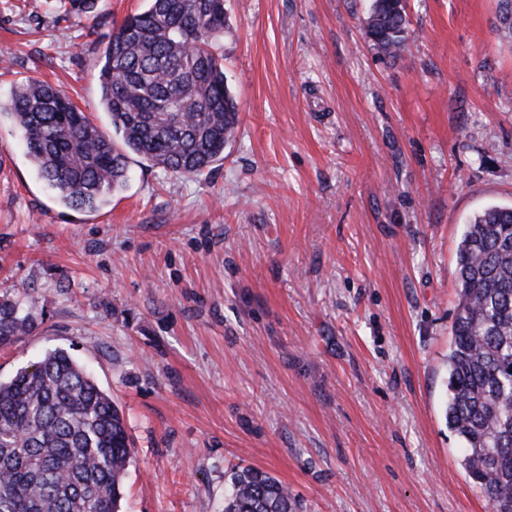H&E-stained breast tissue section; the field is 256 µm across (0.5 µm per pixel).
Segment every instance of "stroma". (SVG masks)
I'll return each mask as SVG.
<instances>
[{
	"label": "stroma",
	"mask_w": 512,
	"mask_h": 512,
	"mask_svg": "<svg viewBox=\"0 0 512 512\" xmlns=\"http://www.w3.org/2000/svg\"><path fill=\"white\" fill-rule=\"evenodd\" d=\"M369 5L225 0L223 161L133 158L95 213L56 199L0 115V293L40 322L0 378L56 348L91 371L134 446L121 512H223L237 465L306 512H490L444 401L463 226L512 204V43L498 0H405L389 57ZM145 7L0 0V100L38 79L111 132L99 58Z\"/></svg>",
	"instance_id": "obj_1"
}]
</instances>
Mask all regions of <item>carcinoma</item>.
<instances>
[{
	"instance_id": "carcinoma-1",
	"label": "carcinoma",
	"mask_w": 512,
	"mask_h": 512,
	"mask_svg": "<svg viewBox=\"0 0 512 512\" xmlns=\"http://www.w3.org/2000/svg\"><path fill=\"white\" fill-rule=\"evenodd\" d=\"M97 0H56L88 14ZM512 41V0H498ZM404 0H372L366 36L406 50ZM224 0H148L112 33L101 58L100 104L110 136L54 86L28 79L0 110L12 115L39 176L60 199L95 210L127 180L130 155L171 174H203L224 158L239 109L213 42ZM458 303L448 351L445 419L461 465L491 512H512V206L490 205L464 225ZM33 297H0V347L37 328ZM133 448L123 414L65 349L0 380V512H119ZM224 512H303L277 478L231 469Z\"/></svg>"
}]
</instances>
